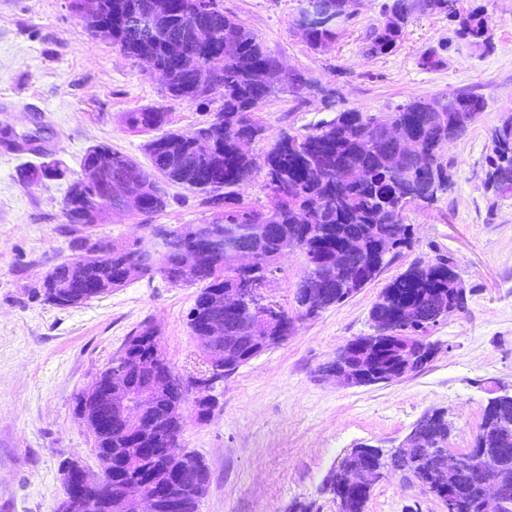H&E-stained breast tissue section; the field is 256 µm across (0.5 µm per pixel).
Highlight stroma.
Listing matches in <instances>:
<instances>
[{
    "mask_svg": "<svg viewBox=\"0 0 512 512\" xmlns=\"http://www.w3.org/2000/svg\"><path fill=\"white\" fill-rule=\"evenodd\" d=\"M384 0H359L353 18L327 48L310 47L295 28L300 0H219L278 58L283 76L302 74L306 88L270 96L250 114L261 134L249 150L257 168L242 191L245 203L267 205L262 164L282 132L304 134L337 112L378 113L416 97L448 91L481 95L485 108L445 146L451 187L437 200L410 204L404 221L411 246L365 288L313 318H293L288 339L225 379L208 420L185 408L184 448L204 457L211 480L199 512H289L310 502L336 512L323 481L347 449L365 443L389 448L426 413L443 411L449 444L472 446L491 398L512 394V195L485 184L491 135L512 115V0H459L483 6L490 42L463 38L446 14L414 15L401 46L368 55L365 37L382 26ZM443 60L423 68V54ZM165 107L170 130L188 133L208 118L196 104L167 98L146 64L95 37L67 0H0V133L32 135L36 150L0 152V512H54L65 491L64 459L100 464L88 431L73 414L86 390L126 339L143 325L158 333L176 372L201 367L187 325L198 288L161 275L128 282L77 307L42 301L43 277L73 255L75 238L118 244L151 243L149 223L176 227L209 221L200 196L169 187L165 211L152 220L108 217L90 228L66 223L68 179L25 183L18 171L62 160L71 177L86 150L106 143L154 169L130 131L126 113ZM451 258L464 287L463 309L428 334L436 350L420 370L386 384L344 387L323 371L349 339L371 331L369 313L385 285L418 260ZM268 295L291 308L305 261L296 251L279 259ZM365 512H447L443 502L390 473L378 480Z\"/></svg>",
    "mask_w": 512,
    "mask_h": 512,
    "instance_id": "obj_1",
    "label": "stroma"
}]
</instances>
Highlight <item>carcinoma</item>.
Listing matches in <instances>:
<instances>
[{
    "instance_id": "1",
    "label": "carcinoma",
    "mask_w": 512,
    "mask_h": 512,
    "mask_svg": "<svg viewBox=\"0 0 512 512\" xmlns=\"http://www.w3.org/2000/svg\"><path fill=\"white\" fill-rule=\"evenodd\" d=\"M457 0H392L383 4L392 22L374 28L368 35L369 50L377 55L395 51L403 41L411 16L446 13L457 19L459 33L474 44L488 43V22L482 7L465 13L456 9ZM157 0H112V44L135 60L149 59L167 72L166 96L173 101L209 105L210 95L223 90L224 103L215 115L192 133L167 131L146 145L151 164L160 176L147 182L140 163L131 156L101 143L85 153L81 167L100 153L112 155V176L133 186L148 183L140 192L136 213L151 217L168 205L167 185H177L202 196L214 209L206 222L205 236L193 237L192 225L170 231L165 254L156 269L146 271L163 276L170 283L199 286L187 314L190 333L199 324V312L214 290L238 287L241 277L235 267L240 249L254 253L251 278L268 279L277 270L279 254L291 249L305 258V270L294 295V311L300 317H315L358 292L410 247L406 206L417 200L430 203L448 191L451 181L440 161V152L460 137L470 125L467 110L484 104L472 93H441L399 104L392 112L369 114L344 110L323 121L306 134H281L266 153L265 188L269 204L261 209L240 204V190L254 171L251 155L239 150L228 131L239 130L256 138L260 130L248 120V113L270 97L276 88L278 60L258 37L239 20L224 15L217 0H209L210 10L196 14L190 0H170L171 8L156 10ZM336 20L327 19L304 34L307 43L321 49L336 41ZM400 122L405 129L402 141H388L377 134L387 120ZM125 122L135 132L159 130L168 122L160 108L128 112ZM425 152L432 158L426 172L416 168L415 156ZM402 158L404 173L390 175L391 156ZM489 182L495 191L512 194V116L492 132ZM66 175L61 162L53 160L21 170L24 179H57ZM63 216L68 224L93 226L104 218L123 213L118 200L96 201L69 184L63 200ZM76 253L100 254L94 265L74 260L56 266L45 275L38 295L59 307L55 299L94 283L125 279L128 267L136 262L134 251H118L104 238L83 237L73 243ZM344 251L345 269L336 271L337 250ZM454 263L439 257L434 264L415 261L382 289L370 311V321L385 324L393 335H380L373 343L371 383H390L422 368L427 361L410 368L398 337L422 338L436 326L448 306L463 307V289ZM405 305L413 307L416 321L401 324L396 313ZM224 320V338L217 343L221 354H232L234 363L225 372L231 375L258 356L254 348L271 335L260 313L250 318L219 312ZM155 330L146 327L128 337L116 358L127 365L134 358L154 355L166 359ZM192 382L181 376L170 381L168 395L156 400L152 415L163 418L171 407L187 400ZM108 403L92 402L85 393L75 399L74 414L82 422L93 423L106 415ZM415 428L420 439L433 448L448 447L449 426L435 412ZM96 455H112V475L86 490L85 498L96 504L83 512H104L110 488L132 475L127 451L135 447L121 426L92 436ZM477 448L487 449L483 471L491 474L501 467L512 470V399L488 402L479 430ZM160 456L181 474L183 512H198L211 473L199 454L182 448L178 427H173L160 443ZM350 455L344 454L325 477L324 487L338 494ZM394 468L412 482H423L441 491L448 489L460 512H487L479 502L477 482L481 474L460 473L448 477V469L416 452L398 461Z\"/></svg>"
}]
</instances>
